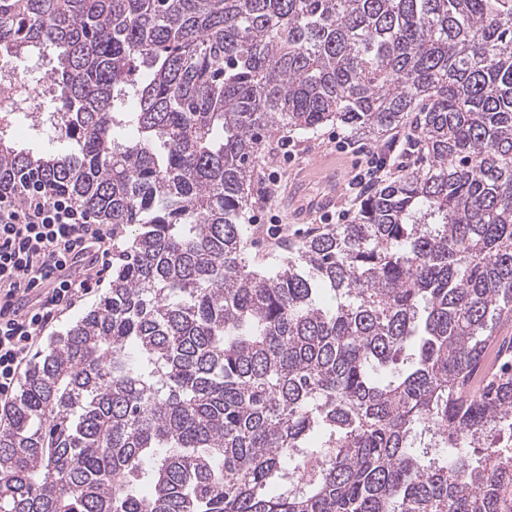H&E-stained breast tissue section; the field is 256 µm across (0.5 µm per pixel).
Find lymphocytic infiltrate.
<instances>
[{
	"instance_id": "obj_1",
	"label": "lymphocytic infiltrate",
	"mask_w": 512,
	"mask_h": 512,
	"mask_svg": "<svg viewBox=\"0 0 512 512\" xmlns=\"http://www.w3.org/2000/svg\"><path fill=\"white\" fill-rule=\"evenodd\" d=\"M112 227L61 193L0 196V401L16 390L43 333L100 286Z\"/></svg>"
}]
</instances>
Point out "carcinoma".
Wrapping results in <instances>:
<instances>
[{
	"instance_id": "1",
	"label": "carcinoma",
	"mask_w": 512,
	"mask_h": 512,
	"mask_svg": "<svg viewBox=\"0 0 512 512\" xmlns=\"http://www.w3.org/2000/svg\"><path fill=\"white\" fill-rule=\"evenodd\" d=\"M58 106L0 192L117 236L0 416V512H512V0H0ZM421 157L270 268L272 129Z\"/></svg>"
}]
</instances>
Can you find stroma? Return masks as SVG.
Returning a JSON list of instances; mask_svg holds the SVG:
<instances>
[{
  "label": "stroma",
  "mask_w": 512,
  "mask_h": 512,
  "mask_svg": "<svg viewBox=\"0 0 512 512\" xmlns=\"http://www.w3.org/2000/svg\"><path fill=\"white\" fill-rule=\"evenodd\" d=\"M396 140V133L389 132L376 142L363 140L352 143L345 130L332 123L310 134L286 129L274 131L267 140L268 145L275 148L278 142L284 141L292 153L286 156L275 149L272 160L260 161L256 170L253 183L255 203L245 215V222L252 230L250 255L265 265L274 264L282 255L277 239L269 230L268 218H276L284 236L294 241L310 228L320 226L321 219L316 214L303 223L292 220V193L296 182H303L309 196H318L325 190L323 180L327 169L351 175L364 154L385 158V172L393 174L392 150Z\"/></svg>",
  "instance_id": "35a3bbf8"
}]
</instances>
